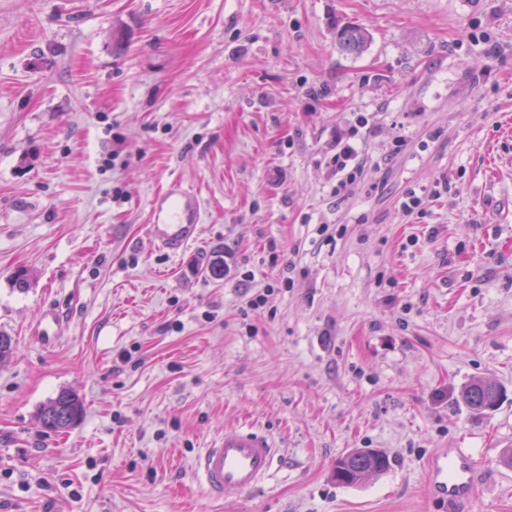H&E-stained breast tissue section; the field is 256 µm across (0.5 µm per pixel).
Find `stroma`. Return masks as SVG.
<instances>
[{"instance_id": "obj_1", "label": "stroma", "mask_w": 512, "mask_h": 512, "mask_svg": "<svg viewBox=\"0 0 512 512\" xmlns=\"http://www.w3.org/2000/svg\"><path fill=\"white\" fill-rule=\"evenodd\" d=\"M355 112L375 126L339 200ZM171 181L203 205L176 257L146 230ZM228 252L253 280L211 277ZM0 331V512H441L444 448L485 468L466 512H512V0H0ZM474 379L503 388L493 412L463 403ZM65 387L85 413L44 431ZM237 427L280 452L215 501L192 462ZM356 448L390 469L337 484ZM370 34L358 24L343 22L336 24V44L344 52L360 54L370 42ZM353 114L354 122L350 126L349 135H337L336 153L331 156L329 161L334 177H336L330 194L336 198L349 195L363 173L364 164L352 140L359 136L361 130L364 129L366 133L374 121L372 113L355 112ZM438 185L427 187L419 186L417 188H410L406 190L399 198V210L405 217L422 215L425 210V205L430 198L440 194L437 189ZM65 327L64 317L59 311L55 308H47L41 314L36 337L42 346L52 347L57 338L64 334Z\"/></svg>"}]
</instances>
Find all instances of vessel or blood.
I'll return each mask as SVG.
<instances>
[{
  "instance_id": "vessel-or-blood-1",
  "label": "vessel or blood",
  "mask_w": 512,
  "mask_h": 512,
  "mask_svg": "<svg viewBox=\"0 0 512 512\" xmlns=\"http://www.w3.org/2000/svg\"><path fill=\"white\" fill-rule=\"evenodd\" d=\"M201 222L198 196L172 183L153 198L147 230L159 249L177 255L196 238ZM65 327L57 309H45L37 339L42 346L52 347ZM277 453L275 443L263 434L248 428L228 429L199 452L193 472L211 497L238 498L260 487L270 475ZM479 470L470 450L445 448L428 461L426 480L432 496L447 505L448 512H464L479 486Z\"/></svg>"
}]
</instances>
